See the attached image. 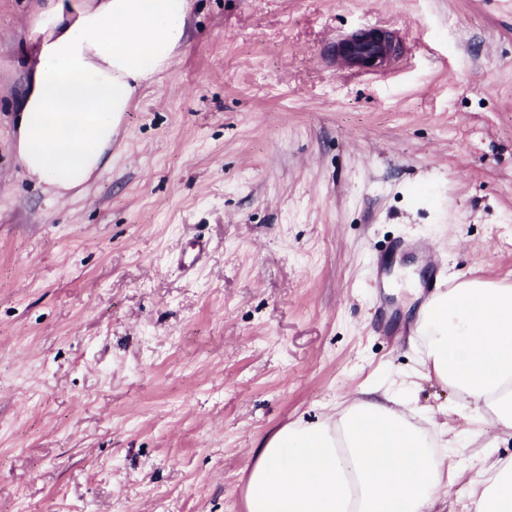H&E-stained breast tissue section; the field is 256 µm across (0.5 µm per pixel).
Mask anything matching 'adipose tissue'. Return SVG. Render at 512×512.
<instances>
[{
  "instance_id": "adipose-tissue-1",
  "label": "adipose tissue",
  "mask_w": 512,
  "mask_h": 512,
  "mask_svg": "<svg viewBox=\"0 0 512 512\" xmlns=\"http://www.w3.org/2000/svg\"><path fill=\"white\" fill-rule=\"evenodd\" d=\"M189 0H47L21 102L19 159L68 190L112 146L140 84L186 38ZM416 375L472 405L476 423L512 432V285L466 279L416 321ZM410 382L359 392L333 416L264 438L248 469L246 512H432L448 494V440L408 399ZM475 512H512V458L485 460Z\"/></svg>"
}]
</instances>
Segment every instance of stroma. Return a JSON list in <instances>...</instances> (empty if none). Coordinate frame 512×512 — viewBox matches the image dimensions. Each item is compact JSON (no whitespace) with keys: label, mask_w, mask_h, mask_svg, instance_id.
<instances>
[{"label":"stroma","mask_w":512,"mask_h":512,"mask_svg":"<svg viewBox=\"0 0 512 512\" xmlns=\"http://www.w3.org/2000/svg\"><path fill=\"white\" fill-rule=\"evenodd\" d=\"M39 2L0 0V512H246L263 438L413 367L432 273L512 285V0H191L61 194L17 156ZM372 29L396 56L337 57ZM487 450L449 452L440 512Z\"/></svg>","instance_id":"35a3bbf8"}]
</instances>
